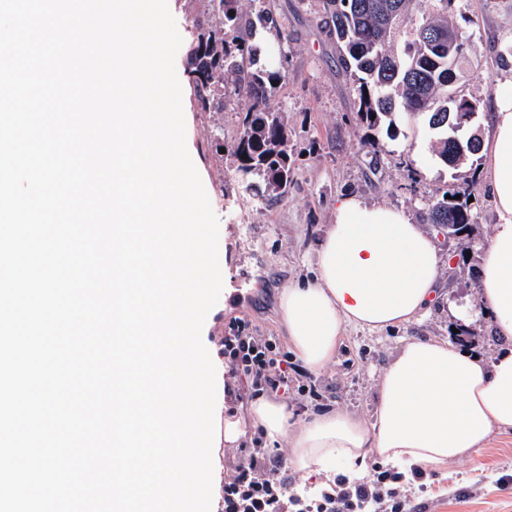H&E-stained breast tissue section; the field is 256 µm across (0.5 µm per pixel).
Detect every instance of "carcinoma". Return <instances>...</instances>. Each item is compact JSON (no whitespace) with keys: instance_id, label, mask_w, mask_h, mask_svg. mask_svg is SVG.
Masks as SVG:
<instances>
[{"instance_id":"cac0c4a2","label":"carcinoma","mask_w":512,"mask_h":512,"mask_svg":"<svg viewBox=\"0 0 512 512\" xmlns=\"http://www.w3.org/2000/svg\"><path fill=\"white\" fill-rule=\"evenodd\" d=\"M188 23L197 33L188 59V77L198 107L209 113L224 112L234 99L248 101L239 136L232 148L236 172L247 189L263 183L268 197H283L291 178L287 113L274 99L281 80L280 68L261 61V48L250 38L265 31L276 35L280 56L288 38L278 32L272 12L259 10L243 19L241 0H190ZM415 0H319L325 30L336 43L337 64L357 75L356 120L393 137L396 111L429 115V125L440 131L437 155L458 170L473 164L481 142L475 133L459 132L479 110V101L453 94L460 78L459 63L465 55L456 24L448 19L452 0H428L427 14L418 20L412 13ZM410 29L406 57L395 54L393 30ZM456 41L448 43V33ZM424 220L440 226L444 235H468L472 214L467 202L441 197L427 202Z\"/></svg>"}]
</instances>
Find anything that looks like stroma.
I'll return each mask as SVG.
<instances>
[{"label": "stroma", "mask_w": 512, "mask_h": 512, "mask_svg": "<svg viewBox=\"0 0 512 512\" xmlns=\"http://www.w3.org/2000/svg\"><path fill=\"white\" fill-rule=\"evenodd\" d=\"M183 44L175 68L187 114L186 145L219 220V256L225 264L223 290L209 312L203 338L217 352L232 323L245 322L253 335L274 340L281 352L291 347L281 325L279 299L285 288L311 274V261L325 227L334 220L336 200L355 195L395 208L420 222L428 200L456 188L470 199L473 224L468 238L432 234L451 264L442 268L446 297L419 319L382 331L348 327L333 362L321 373L296 368L281 397L292 422L331 409H343L373 421L380 377L398 347L408 339L454 338L462 348L493 357L499 350L489 320L459 324L460 311L477 301L479 241L497 222L478 169L462 179L435 152L437 133L427 115L399 114L397 135L358 124L353 78L336 64V45L326 35L316 0H244L251 14L269 9L287 34L283 80L274 93L288 112L292 180L282 199L245 190L232 157L217 161L209 131L215 121L201 111L185 73L194 36L185 24L186 0H168ZM451 13L462 38L476 54L468 75L455 85L458 95L479 100L471 128L486 133L497 95L512 94V67H501L498 48L512 44V0H453ZM462 336H454V325ZM415 512H512V433L493 434L479 460L453 463L434 471L425 485H413Z\"/></svg>", "instance_id": "35a3bbf8"}]
</instances>
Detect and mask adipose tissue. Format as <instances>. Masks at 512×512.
I'll return each instance as SVG.
<instances>
[{"label":"adipose tissue","mask_w":512,"mask_h":512,"mask_svg":"<svg viewBox=\"0 0 512 512\" xmlns=\"http://www.w3.org/2000/svg\"><path fill=\"white\" fill-rule=\"evenodd\" d=\"M482 168L498 222L483 241L478 300L497 336L492 360L441 339L406 341L385 369L374 423L334 410L297 427L286 404L257 397L255 428L268 442L290 437V464L311 475L366 474L369 457L403 472L477 461L492 433L512 432V95L496 100ZM433 239L404 212L337 200L333 224L315 251L312 278L285 288L281 323L301 365L321 372L347 326L383 330L407 324L442 294Z\"/></svg>","instance_id":"adipose-tissue-1"}]
</instances>
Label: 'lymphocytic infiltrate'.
I'll return each mask as SVG.
<instances>
[{
    "instance_id": "obj_1",
    "label": "lymphocytic infiltrate",
    "mask_w": 512,
    "mask_h": 512,
    "mask_svg": "<svg viewBox=\"0 0 512 512\" xmlns=\"http://www.w3.org/2000/svg\"><path fill=\"white\" fill-rule=\"evenodd\" d=\"M222 355L230 378L245 380L251 393L285 390L290 386L287 355L275 353L271 342L245 331L225 337ZM280 457L259 448L241 449L229 480L224 484L223 512H410V499L390 470H376L372 479L357 483L334 479L333 486L313 499L296 492L282 472Z\"/></svg>"
}]
</instances>
